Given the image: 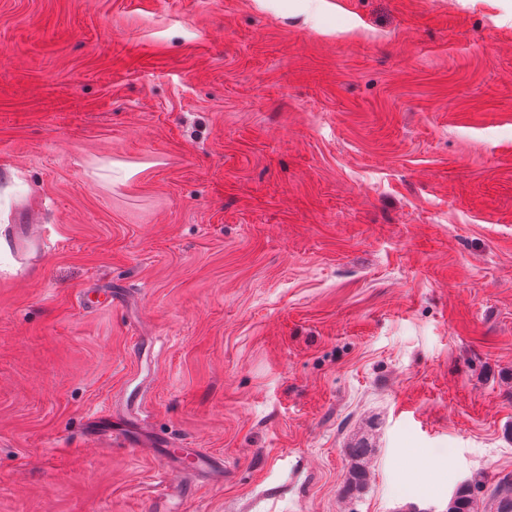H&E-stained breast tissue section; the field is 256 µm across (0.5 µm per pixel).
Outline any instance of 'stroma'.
Here are the masks:
<instances>
[{
	"label": "stroma",
	"mask_w": 512,
	"mask_h": 512,
	"mask_svg": "<svg viewBox=\"0 0 512 512\" xmlns=\"http://www.w3.org/2000/svg\"><path fill=\"white\" fill-rule=\"evenodd\" d=\"M94 416L224 474L162 495ZM506 476L512 0H0V512H494ZM13 254L16 260L20 263L22 269L28 268L34 261H39L41 257L40 241H19L13 242ZM163 456L168 463L174 464L177 468L183 469L182 463L186 460H190L196 471L216 470V460L200 452L197 448H169L170 445L162 443ZM223 472L224 464L222 461L219 462L218 466ZM367 446L363 443L350 449V456L355 460L349 471L347 484L352 490H362L367 483L368 470L366 469ZM475 490L469 482L458 485L448 502V512H477Z\"/></svg>",
	"instance_id": "obj_1"
}]
</instances>
